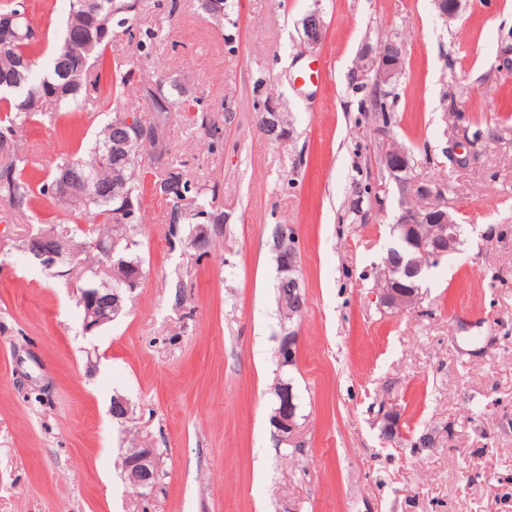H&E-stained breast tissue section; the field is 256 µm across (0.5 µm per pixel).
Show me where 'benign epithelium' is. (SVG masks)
Instances as JSON below:
<instances>
[{
  "mask_svg": "<svg viewBox=\"0 0 512 512\" xmlns=\"http://www.w3.org/2000/svg\"><path fill=\"white\" fill-rule=\"evenodd\" d=\"M304 41L312 46L320 44L324 37V24L319 11L308 13L302 20ZM404 66L403 50L398 44L380 51L378 56L368 58L364 72L374 73L375 90L383 95V87L395 84ZM262 131L269 139L280 140L285 132L279 129L278 109L268 103L263 109ZM121 135L106 144L105 158L120 163L129 158L132 145L154 136L156 129L144 125L137 114L129 113L119 122ZM384 163L392 178L402 186L405 184L403 173L406 171L405 154L398 149L386 152ZM459 227L455 217L448 211L437 207L424 209L404 207L393 224L396 245L387 251L386 273L392 280L398 273L405 272L416 278L433 263L447 256L456 249ZM52 235L43 232L35 237L33 254L40 263L48 268L54 267L67 254L45 243ZM279 250L288 252V265L281 267V279L290 284L292 296L297 301L298 311L305 306L304 285L298 274V252L293 227L284 225L279 229ZM137 280L131 279L126 284L102 283L100 287L86 286L83 289V307L85 326L89 329L100 327L116 320L123 312L126 292L132 290ZM419 296V287L380 288L376 293L379 305L392 310L404 311L414 305ZM299 336L296 332L286 333L281 340L283 349L282 362L292 365L296 361ZM279 407L274 411L272 423L276 429L279 443L288 444L299 431L298 406L295 403L293 386L280 382L277 391ZM382 432L392 440L401 434L400 418L392 404L382 407ZM155 454L150 448H141L127 457L124 463V475L130 484L137 488H151L156 478Z\"/></svg>",
  "mask_w": 512,
  "mask_h": 512,
  "instance_id": "1",
  "label": "benign epithelium"
}]
</instances>
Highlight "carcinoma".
Returning <instances> with one entry per match:
<instances>
[{
	"mask_svg": "<svg viewBox=\"0 0 512 512\" xmlns=\"http://www.w3.org/2000/svg\"><path fill=\"white\" fill-rule=\"evenodd\" d=\"M99 3L102 4V11L86 20L84 26L72 33L63 30L62 41L46 67L42 66L37 52L38 40L29 34L25 7L9 0L0 5V14L17 15L13 39L0 46V81L13 74L21 60L28 59L31 64L22 90L0 85V140L6 136L14 137L17 129L39 115L40 104L44 101H53L69 112L84 111L82 90L85 71L95 63L104 64L110 42V38L106 37L90 45L86 42L87 35L95 36L100 27L110 29L114 23L130 31L136 20L139 0H99ZM117 134L115 121L108 122L97 133L87 157L73 155L62 159L53 177L36 188L24 177L23 170L16 163L0 167V200L21 210L33 209L35 200L41 196L56 198L54 184L64 175L78 179L90 173L99 174L101 193L94 194L76 186L70 196L62 201L68 207L76 204L83 206L79 221L73 224L60 222L51 230L55 232L56 245L67 253L75 251L81 254L94 249L104 258L112 253L123 257L126 265L112 266L114 283L129 277L135 268L141 267L137 253L139 242L135 239L136 223L125 222L116 215L120 200L112 198V194L138 202L144 172L137 169V158L142 149L148 146L154 149V160L160 174L155 182L156 189L173 201L170 223L178 224L193 218L181 205L189 198L198 202L197 214L207 216L208 223L216 226L224 223V214L206 210V203L198 188L180 171L179 164L169 160L164 144L158 147L153 139L147 144L142 142L136 146L130 160L121 166L109 168L103 165L99 147L112 141ZM82 220L87 224L85 229L80 227ZM276 291L282 318L287 320L298 316L291 305V298L279 282L276 283Z\"/></svg>",
	"mask_w": 512,
	"mask_h": 512,
	"instance_id": "obj_1",
	"label": "carcinoma"
}]
</instances>
